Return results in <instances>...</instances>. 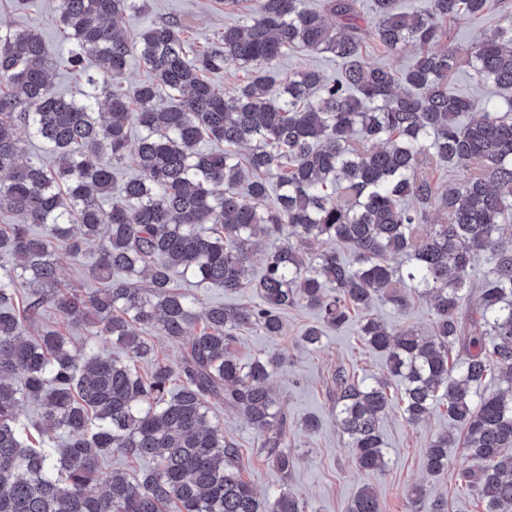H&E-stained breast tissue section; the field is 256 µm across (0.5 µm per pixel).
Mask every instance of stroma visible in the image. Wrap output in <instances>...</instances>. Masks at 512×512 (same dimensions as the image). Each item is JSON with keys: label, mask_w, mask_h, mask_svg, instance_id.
I'll return each instance as SVG.
<instances>
[{"label": "stroma", "mask_w": 512, "mask_h": 512, "mask_svg": "<svg viewBox=\"0 0 512 512\" xmlns=\"http://www.w3.org/2000/svg\"><path fill=\"white\" fill-rule=\"evenodd\" d=\"M56 7L57 0H30L27 9L16 11L0 0V28H39L56 63L54 86L58 92L70 95L77 92L78 85L63 63L69 46L56 30ZM162 18L177 20L186 37L199 46L211 42L232 20L219 0H146L141 10L125 14L121 24L139 30ZM262 272L261 262L253 261L246 274L249 288L235 294L197 283L190 277L180 279L179 284L207 305H248L258 300L251 284L259 280ZM317 323L313 310L297 307L284 314L281 335L246 332L231 346L233 354L243 362L268 351L285 357L286 365L274 378L273 389L288 415V445L295 456L292 471L280 472L260 453L257 436L248 424L234 412L216 408L226 434L239 445L243 479L263 494L288 490L307 503L309 512H348L352 499L367 485L373 488L381 512H426V505L411 503L412 490L420 484L427 487L430 496L447 499L448 512H480L471 495L457 490L454 473L433 477L425 469L424 454L431 435L448 427L443 406H436L418 425L406 421L400 406H392L381 421L388 459L385 470L368 475L355 468L353 452L336 426V396L330 388V374L342 365L359 374L381 376L386 372L385 358L363 345L353 321L340 329L326 330L320 348L304 346L303 332ZM309 415L321 421L317 433L306 434L299 428Z\"/></svg>", "instance_id": "35a3bbf8"}]
</instances>
